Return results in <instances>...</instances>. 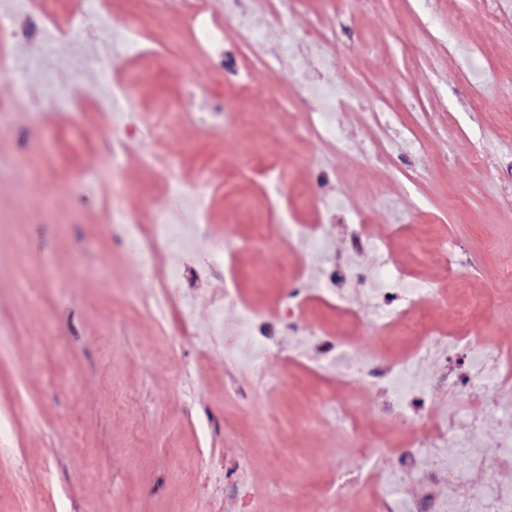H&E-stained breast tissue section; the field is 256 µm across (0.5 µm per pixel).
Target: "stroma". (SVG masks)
Listing matches in <instances>:
<instances>
[{"label":"stroma","instance_id":"obj_1","mask_svg":"<svg viewBox=\"0 0 512 512\" xmlns=\"http://www.w3.org/2000/svg\"><path fill=\"white\" fill-rule=\"evenodd\" d=\"M137 21L144 55H127L115 34ZM253 28L293 39L310 74L332 72L347 103L332 113L335 140L293 136L304 121L291 61L276 74L254 67L235 20L226 48L251 66L252 90L224 88V109L206 112L209 61L180 30L178 9L147 12L140 0H112V18L84 48L69 39L51 48L66 86L100 87L111 79L132 100L100 111L94 97L78 107L33 109L43 94L29 83L11 130L0 136V406L17 404L13 431L0 439V512H177L192 499L199 512H228L224 455L246 448L244 480L267 488L259 512H316L336 473L364 462L390 469L400 442H431L429 419L446 413L462 359L432 341L407 372L428 387L413 420L394 427L382 397L360 380L366 359L399 354L369 322L374 290L391 268L404 287L425 286L421 313L435 320L470 307L493 341L512 344V0H353L325 9L307 0L280 19L251 12ZM315 28L332 37L326 51L298 40ZM110 57L108 76L90 70L88 54ZM193 113L188 125L167 108ZM133 140L120 165L108 150L115 133ZM32 158L31 191L17 205L13 165ZM335 168L328 194L336 217L320 246L288 235L324 212L313 166ZM194 182L208 202V231L190 247L172 245L146 259L133 243H115L116 212L141 224L167 215L195 221L192 205L168 188L170 177ZM394 236L389 255L377 242L359 248L358 212ZM454 244L449 260L442 242ZM235 246L240 302L224 299L228 246ZM339 258L346 292L365 320L352 338L348 371L315 368L308 337L284 334L261 357L240 342L241 305L283 311L300 288L312 321L335 325L321 302L323 269ZM191 273L199 290L185 335H175L188 291L170 279ZM260 384L250 406L224 388L227 375ZM355 392L357 435L327 425L316 391ZM392 431L374 443L371 427ZM486 467L449 465L468 480L440 484L439 496L469 501L475 486L512 493V420L488 418L475 443ZM215 466L193 485L178 468L199 455Z\"/></svg>","mask_w":512,"mask_h":512}]
</instances>
